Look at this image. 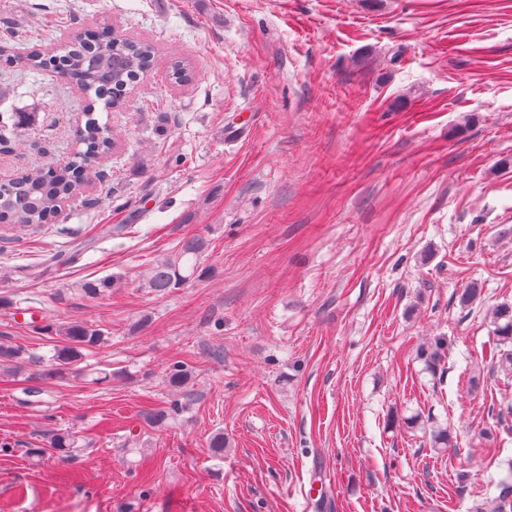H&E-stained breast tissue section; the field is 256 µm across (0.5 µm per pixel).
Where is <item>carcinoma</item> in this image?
Here are the masks:
<instances>
[{
	"label": "carcinoma",
	"instance_id": "carcinoma-1",
	"mask_svg": "<svg viewBox=\"0 0 512 512\" xmlns=\"http://www.w3.org/2000/svg\"><path fill=\"white\" fill-rule=\"evenodd\" d=\"M48 52L39 48L24 55L13 56L17 67L27 70L42 68ZM60 58L71 82L89 99L86 122L77 130L76 148L68 162L57 168L56 175L46 170L53 167L49 162L44 168L27 174L16 182L0 184V224L18 229L37 228L54 222L64 203L75 200L81 188L91 178L102 177L98 170L102 158L111 153L114 141L105 125L94 117V106L101 101L108 106L121 103L128 90L156 65L158 49L147 39L128 36L120 31L107 33L92 47L68 45ZM168 70L177 85L191 81L192 69L188 61L173 59ZM33 112H1L0 141L9 140L17 131L29 130L34 125ZM206 242L192 236L182 240L174 259L157 263L148 279V287L164 295L199 276ZM114 279L108 277L82 284L81 292L96 299L109 292ZM495 324L490 363L502 370L512 371V305H500L492 312ZM40 329L60 337L48 368L42 376L53 378L82 373L81 364L85 352L101 349L107 344L105 332L94 325L69 322H47ZM447 348V341L439 338L417 351L419 359L434 367L440 363ZM29 363L25 350L16 345L0 344V370H23ZM497 494L491 499L490 512H512V481H489Z\"/></svg>",
	"mask_w": 512,
	"mask_h": 512
}]
</instances>
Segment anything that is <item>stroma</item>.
Instances as JSON below:
<instances>
[{"label": "stroma", "mask_w": 512, "mask_h": 512, "mask_svg": "<svg viewBox=\"0 0 512 512\" xmlns=\"http://www.w3.org/2000/svg\"><path fill=\"white\" fill-rule=\"evenodd\" d=\"M6 25L15 50L117 26L163 62L95 111L115 145L94 206L0 228V343L31 358L0 372V512L485 501L512 458L497 430L512 374L486 358L490 312L512 304V0H7ZM84 105L54 69L1 61L0 112L36 126L0 154V181L66 163ZM193 235L201 275L152 293L151 268ZM105 277L111 292L81 293ZM24 310L103 328L85 364L111 382L44 378L54 342ZM440 337L434 370L415 350ZM178 361L184 389L167 381ZM440 429L454 448H432ZM66 431L82 445L62 453Z\"/></svg>", "instance_id": "1"}]
</instances>
